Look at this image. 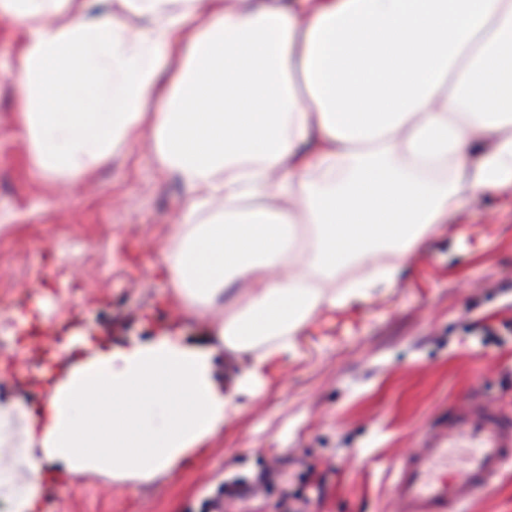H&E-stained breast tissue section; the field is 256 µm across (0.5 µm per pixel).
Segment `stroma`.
Listing matches in <instances>:
<instances>
[{
	"label": "stroma",
	"mask_w": 512,
	"mask_h": 512,
	"mask_svg": "<svg viewBox=\"0 0 512 512\" xmlns=\"http://www.w3.org/2000/svg\"><path fill=\"white\" fill-rule=\"evenodd\" d=\"M21 27L0 19V395L29 404L57 344L119 345L179 319L159 247L189 195L147 144L65 185L29 161L12 75ZM512 190L462 195L400 278L323 311L270 368L264 393L187 468L138 487L49 485L43 512H397V465L449 414L512 420Z\"/></svg>",
	"instance_id": "35a3bbf8"
}]
</instances>
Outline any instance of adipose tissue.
<instances>
[{"label":"adipose tissue","instance_id":"1","mask_svg":"<svg viewBox=\"0 0 512 512\" xmlns=\"http://www.w3.org/2000/svg\"><path fill=\"white\" fill-rule=\"evenodd\" d=\"M0 0L31 162L76 177L150 140L190 191L160 253L200 346L163 330L57 351L35 406L0 399V502L49 481L148 483L191 463L315 316L388 286L462 192L512 188V0ZM395 262L381 260L383 252ZM371 271L330 288L352 264ZM250 356L231 383L218 351Z\"/></svg>","mask_w":512,"mask_h":512}]
</instances>
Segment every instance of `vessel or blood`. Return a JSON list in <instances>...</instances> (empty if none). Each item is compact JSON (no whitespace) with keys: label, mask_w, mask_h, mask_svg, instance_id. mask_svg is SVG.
<instances>
[{"label":"vessel or blood","mask_w":512,"mask_h":512,"mask_svg":"<svg viewBox=\"0 0 512 512\" xmlns=\"http://www.w3.org/2000/svg\"><path fill=\"white\" fill-rule=\"evenodd\" d=\"M512 464V422L481 404L462 408L396 472L399 512H461Z\"/></svg>","instance_id":"obj_1"}]
</instances>
